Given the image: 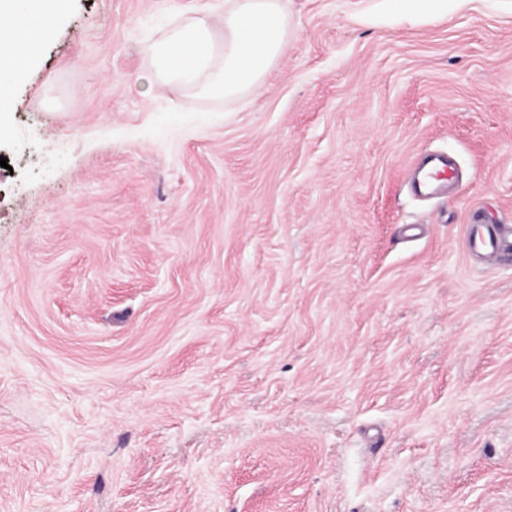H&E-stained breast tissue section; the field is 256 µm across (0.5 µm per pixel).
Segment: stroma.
Returning <instances> with one entry per match:
<instances>
[{
    "label": "stroma",
    "instance_id": "obj_1",
    "mask_svg": "<svg viewBox=\"0 0 512 512\" xmlns=\"http://www.w3.org/2000/svg\"><path fill=\"white\" fill-rule=\"evenodd\" d=\"M208 2L70 0L0 112V512H512V0H283L258 93L143 95ZM473 246L477 249L497 253L500 250L512 251V227L497 224L493 232L476 230L472 236Z\"/></svg>",
    "mask_w": 512,
    "mask_h": 512
}]
</instances>
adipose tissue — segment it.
Returning a JSON list of instances; mask_svg holds the SVG:
<instances>
[{
  "mask_svg": "<svg viewBox=\"0 0 512 512\" xmlns=\"http://www.w3.org/2000/svg\"><path fill=\"white\" fill-rule=\"evenodd\" d=\"M70 0H0V106L11 80L35 60ZM282 0H224L178 17L143 43L144 93L174 90L188 99L233 102L260 91L288 46Z\"/></svg>",
  "mask_w": 512,
  "mask_h": 512,
  "instance_id": "ef3b65f1",
  "label": "adipose tissue"
}]
</instances>
